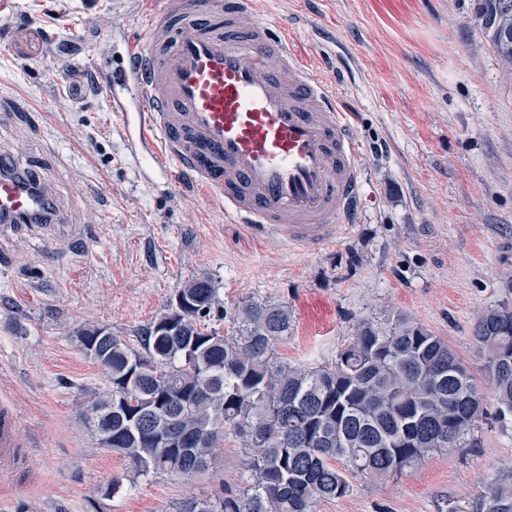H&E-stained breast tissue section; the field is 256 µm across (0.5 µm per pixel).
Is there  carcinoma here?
Instances as JSON below:
<instances>
[{
  "instance_id": "cac0c4a2",
  "label": "carcinoma",
  "mask_w": 512,
  "mask_h": 512,
  "mask_svg": "<svg viewBox=\"0 0 512 512\" xmlns=\"http://www.w3.org/2000/svg\"><path fill=\"white\" fill-rule=\"evenodd\" d=\"M473 20L512 70V0H474ZM217 314L230 336L209 327ZM288 307L254 299L222 305L206 278L179 288L134 348L107 327L79 332L107 387L79 421L141 476L192 477L219 469L233 438L249 457L236 494L189 497L178 512H314L351 490L350 478L384 480L426 455L475 445L488 410L470 365L448 340L397 314L358 323L336 360L290 363ZM479 367L501 421L512 418V306L483 311L472 328ZM476 512H512V474L484 485Z\"/></svg>"
}]
</instances>
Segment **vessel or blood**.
<instances>
[{"instance_id": "b4317fda", "label": "vessel or blood", "mask_w": 512, "mask_h": 512, "mask_svg": "<svg viewBox=\"0 0 512 512\" xmlns=\"http://www.w3.org/2000/svg\"><path fill=\"white\" fill-rule=\"evenodd\" d=\"M144 46L105 84L115 111L134 104L132 151L158 158L171 182L200 188L224 220L313 247L342 235L360 184L359 144L336 96L265 23L242 32L254 0H154ZM42 191L0 175V222L27 224ZM19 420L0 401V470Z\"/></svg>"}]
</instances>
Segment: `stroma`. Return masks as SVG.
<instances>
[{
  "label": "stroma",
  "mask_w": 512,
  "mask_h": 512,
  "mask_svg": "<svg viewBox=\"0 0 512 512\" xmlns=\"http://www.w3.org/2000/svg\"><path fill=\"white\" fill-rule=\"evenodd\" d=\"M151 0H0V152L32 167L64 224L0 227V397L20 425L21 461L0 474V512H176L180 501L239 492L235 440L216 473L141 477L76 421L102 368L78 334L103 325L134 342L178 288L206 277L224 303L288 306L279 357L321 366L364 319L404 313L476 364L471 328L512 304V72L473 22L472 0H255L335 92L354 125L362 180L336 242L294 249L228 224L190 187L167 189L148 153L132 155L138 116L116 112L100 74L111 34L144 43ZM87 93L75 99L58 58ZM489 411L472 448L435 452L383 481L356 477L314 512H474L486 478L512 467V419ZM123 480L105 495L112 478Z\"/></svg>",
  "instance_id": "stroma-1"
}]
</instances>
